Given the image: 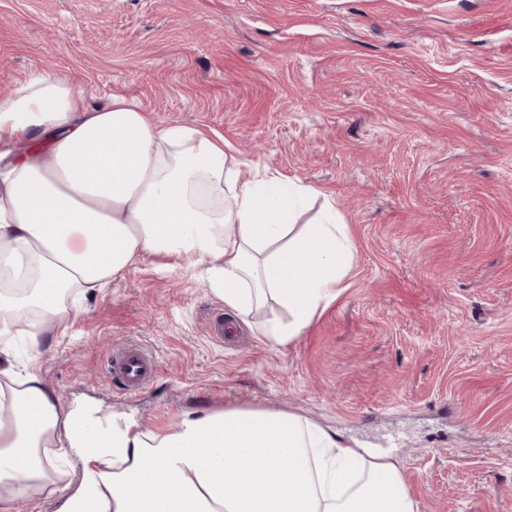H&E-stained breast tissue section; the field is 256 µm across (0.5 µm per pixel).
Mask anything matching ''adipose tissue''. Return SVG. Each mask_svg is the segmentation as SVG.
<instances>
[{
	"mask_svg": "<svg viewBox=\"0 0 512 512\" xmlns=\"http://www.w3.org/2000/svg\"><path fill=\"white\" fill-rule=\"evenodd\" d=\"M46 138L47 156L12 152ZM203 129L158 125L133 101L94 105L65 79L33 74L0 96V377L13 379L11 337L40 350L46 325L65 326L72 288L108 287L143 254L204 267L231 321L275 303L266 336L299 338L335 300L356 247L327 207L294 224L307 187L287 188ZM74 456L77 485L57 486ZM51 487L55 512H416L401 471L367 460L323 428L263 409L188 410L160 434L102 421L61 403L36 368L0 387V512Z\"/></svg>",
	"mask_w": 512,
	"mask_h": 512,
	"instance_id": "ef3b65f1",
	"label": "adipose tissue"
}]
</instances>
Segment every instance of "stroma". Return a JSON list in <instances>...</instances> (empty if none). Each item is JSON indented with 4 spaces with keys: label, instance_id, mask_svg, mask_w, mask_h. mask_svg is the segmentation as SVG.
Instances as JSON below:
<instances>
[{
    "label": "stroma",
    "instance_id": "stroma-1",
    "mask_svg": "<svg viewBox=\"0 0 512 512\" xmlns=\"http://www.w3.org/2000/svg\"><path fill=\"white\" fill-rule=\"evenodd\" d=\"M312 187L356 243L340 292L298 339L224 316L198 269L144 255L84 292L40 351L63 403L158 433L183 411H285L386 452L417 512H512V0H0V95L33 72ZM158 364L130 396L108 359Z\"/></svg>",
    "mask_w": 512,
    "mask_h": 512
}]
</instances>
